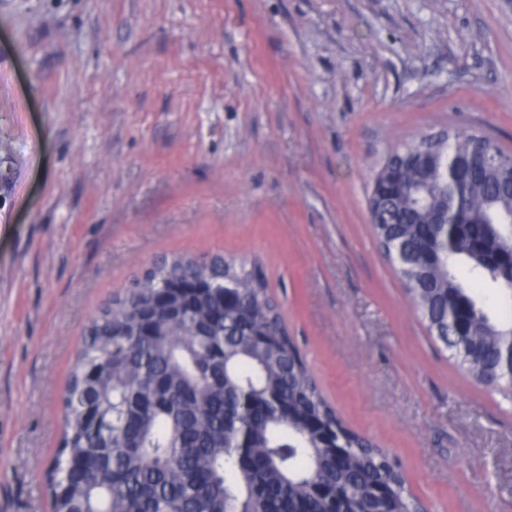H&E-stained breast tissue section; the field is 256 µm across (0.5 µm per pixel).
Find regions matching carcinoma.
Masks as SVG:
<instances>
[{"label":"carcinoma","mask_w":512,"mask_h":512,"mask_svg":"<svg viewBox=\"0 0 512 512\" xmlns=\"http://www.w3.org/2000/svg\"><path fill=\"white\" fill-rule=\"evenodd\" d=\"M447 148L465 156L482 146L459 133ZM499 157L461 170L449 191L401 169L375 205L374 230L384 254L400 243L427 268L408 291L430 334L475 382L512 399V380L494 374L498 347L512 340V268L493 259L512 251V155ZM448 192L466 221L451 252L442 227L427 223ZM460 266L502 291L504 319L478 305ZM460 303L468 312L448 321ZM63 406L52 512H424L389 454L323 399L244 260H154L85 326ZM377 483L390 488L385 504L368 495Z\"/></svg>","instance_id":"1"}]
</instances>
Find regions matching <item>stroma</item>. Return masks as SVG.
Returning <instances> with one entry per match:
<instances>
[{"instance_id":"obj_1","label":"stroma","mask_w":512,"mask_h":512,"mask_svg":"<svg viewBox=\"0 0 512 512\" xmlns=\"http://www.w3.org/2000/svg\"><path fill=\"white\" fill-rule=\"evenodd\" d=\"M512 151V0H0V512H51L81 331L155 258L245 259L427 512H512V404L368 213L405 144Z\"/></svg>"}]
</instances>
